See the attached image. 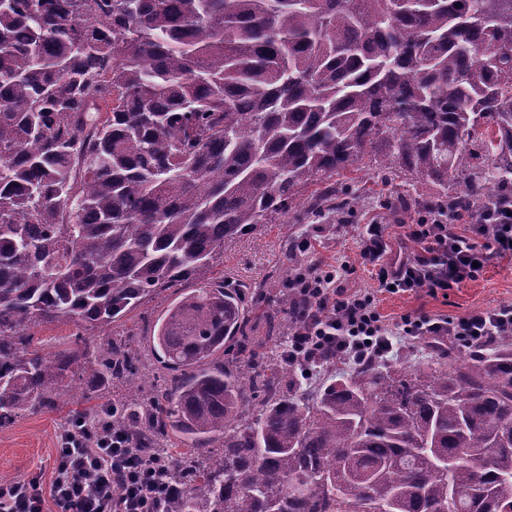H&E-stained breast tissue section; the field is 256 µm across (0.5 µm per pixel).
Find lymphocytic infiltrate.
Returning a JSON list of instances; mask_svg holds the SVG:
<instances>
[{"mask_svg":"<svg viewBox=\"0 0 512 512\" xmlns=\"http://www.w3.org/2000/svg\"><path fill=\"white\" fill-rule=\"evenodd\" d=\"M495 257H512V216L503 210L432 207L396 242L384 225H365L360 258L371 266L376 288H347L335 268L294 269L289 285L306 312L288 337V359L307 365L335 352L359 364L387 356L397 336L443 347L510 335L512 304L459 318L417 311L394 324L378 309L383 293L424 290L434 296L461 287ZM59 441L50 483L36 476L0 483V512H44L49 501L62 512H154V502L174 492L160 469L133 453L120 434L106 435L77 420L62 429Z\"/></svg>","mask_w":512,"mask_h":512,"instance_id":"f902f5d3","label":"lymphocytic infiltrate"}]
</instances>
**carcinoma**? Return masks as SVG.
Masks as SVG:
<instances>
[{
  "label": "carcinoma",
  "mask_w": 512,
  "mask_h": 512,
  "mask_svg": "<svg viewBox=\"0 0 512 512\" xmlns=\"http://www.w3.org/2000/svg\"><path fill=\"white\" fill-rule=\"evenodd\" d=\"M366 155L437 207L503 205L512 0H0V428L36 405L106 418L168 460L163 512H448L450 488L453 512H512V335L310 397L251 336L272 303L295 323L276 277L185 288L224 242L345 206L330 179ZM172 288L152 337L170 377L144 392L121 335L92 361L30 345ZM89 363L129 392L70 393Z\"/></svg>",
  "instance_id": "obj_1"
}]
</instances>
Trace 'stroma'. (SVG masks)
I'll return each mask as SVG.
<instances>
[{
    "label": "stroma",
    "mask_w": 512,
    "mask_h": 512,
    "mask_svg": "<svg viewBox=\"0 0 512 512\" xmlns=\"http://www.w3.org/2000/svg\"><path fill=\"white\" fill-rule=\"evenodd\" d=\"M342 181L350 187L351 224L339 229L324 220L289 214L287 219L276 220L250 235L225 243L224 261L215 268V275L249 285L274 274L284 287L295 264H346L351 268L346 287H375L370 267L362 265L360 259L363 225L371 222L385 225L389 236L397 237L401 233V223L427 208L435 190L427 184L385 183L381 173L366 160L347 170ZM305 235L313 239L314 250L300 258L286 256V245ZM173 298L172 292H163L114 323L110 329L91 330L81 337L76 336L70 323L43 324L31 328L32 344L46 352L79 348L93 356L113 335L127 336L142 357L143 367L137 381L146 385L164 373L151 352V341L155 323ZM510 303L512 258L506 257L491 260L478 279L450 289L447 296L432 297L422 290L413 294H383L379 297L378 307L387 322L395 323L402 315L418 310L458 318L477 309ZM65 419L63 412L38 407L24 413L12 427L0 429V473L15 479L37 475L42 481H49L58 433Z\"/></svg>",
    "instance_id": "stroma-1"
}]
</instances>
